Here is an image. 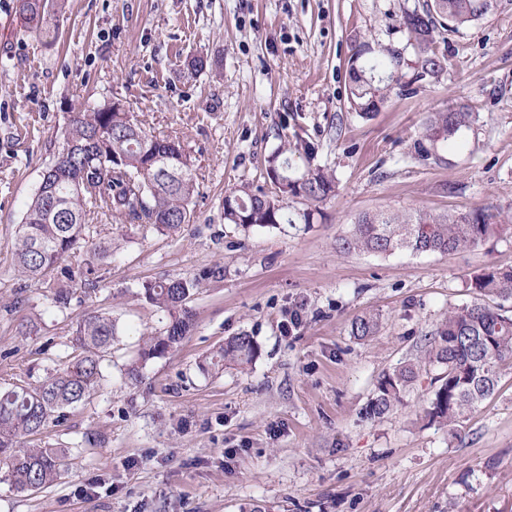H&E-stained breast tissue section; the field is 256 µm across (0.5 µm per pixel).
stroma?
<instances>
[{"label":"stroma","mask_w":512,"mask_h":512,"mask_svg":"<svg viewBox=\"0 0 512 512\" xmlns=\"http://www.w3.org/2000/svg\"><path fill=\"white\" fill-rule=\"evenodd\" d=\"M424 2L66 0L49 44L0 0V383L59 364L83 315L120 325L103 387L35 439L71 448L68 474L33 493L0 474V512H512V371L456 432L425 416L430 373L390 413H367L379 378L421 354L448 308L474 301L472 276L512 266V228L451 255L336 250L365 212H512V0L445 32L444 70L421 79L403 15ZM386 49L402 53L400 86L359 116L351 58ZM193 56L208 66L191 77ZM107 99L190 152L194 218L164 235L101 219L114 250L105 282L48 314L13 272L15 228L71 113ZM451 105L476 112L472 128L422 159L429 113ZM285 127L310 145L293 170H333L334 193L308 218L290 200L287 224L225 223V195L264 187ZM202 274L191 335L130 383L142 335L165 323L139 283ZM298 304L302 325L282 334ZM369 312L379 328L358 339L351 323ZM35 315L39 331L17 335ZM242 332L257 345L247 369L200 370Z\"/></svg>","instance_id":"obj_1"}]
</instances>
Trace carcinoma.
Masks as SVG:
<instances>
[{
    "label": "carcinoma",
    "instance_id": "1",
    "mask_svg": "<svg viewBox=\"0 0 512 512\" xmlns=\"http://www.w3.org/2000/svg\"><path fill=\"white\" fill-rule=\"evenodd\" d=\"M495 0H428L422 10L405 13L404 25L417 50L423 74L443 70L444 61L435 46L434 32L456 30L488 15ZM65 0H15V12L27 29L43 38L52 37L51 16L62 11ZM353 58L356 83L350 108L360 115L378 111L395 82L400 54L388 52L369 62V69L386 74L387 84L373 87L364 69ZM475 113L466 107L432 112L423 127L420 146L431 156V146L448 141L471 128ZM272 153L278 178L274 191L235 192L224 199V221L243 227L291 223L288 199L301 198L311 205L325 200L335 189V177L323 168H309L290 175L284 153ZM196 175L194 161L180 142L156 136L136 117L106 101L85 112L70 115L61 149L52 156L42 180L26 206L15 230L14 272L43 289L46 311H64L77 292L89 294L104 281L105 259L112 256V240H90L93 221L103 214L130 224L150 225L160 233L175 232L191 222L194 213ZM512 217L487 209L433 213L397 210L360 215L349 234L337 243L341 252L392 254H451L472 248L507 228ZM61 266L60 277L47 280L48 270ZM202 278L179 277L146 281L141 296L167 322L158 334L145 339L139 358L125 368L131 381L138 380L146 362L177 350L194 326L189 301ZM470 288L478 296L512 297V268L484 269L472 277ZM376 315L357 317L351 325L359 338L373 335ZM117 319L108 312L78 319L72 327L68 360L47 370L32 384L23 379L0 387V470L18 492L47 488L68 473L71 458L63 448L28 445V438L49 425H60L79 404L89 399L103 378L102 360L119 335ZM257 352L253 337L241 333L205 358L204 366L219 370L224 365L240 368ZM439 366L435 388L425 410L429 420L451 429L462 426L497 389L503 371L512 369V317L483 303L448 309V314L428 339L423 354L398 367L379 382L371 412L384 415L402 403L420 376Z\"/></svg>",
    "mask_w": 512,
    "mask_h": 512
}]
</instances>
